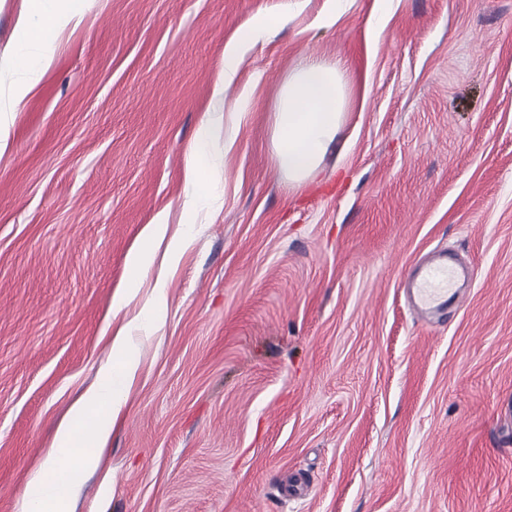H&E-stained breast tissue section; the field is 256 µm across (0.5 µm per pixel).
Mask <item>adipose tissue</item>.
<instances>
[{
	"instance_id": "ef3b65f1",
	"label": "adipose tissue",
	"mask_w": 512,
	"mask_h": 512,
	"mask_svg": "<svg viewBox=\"0 0 512 512\" xmlns=\"http://www.w3.org/2000/svg\"><path fill=\"white\" fill-rule=\"evenodd\" d=\"M32 10L41 23L23 28L16 50V70L36 71L44 64L41 48L54 34L59 19H77L74 5L59 0H31ZM247 95L225 104L223 111L204 113L193 157L186 171V182L194 190L191 207L206 198L200 181L202 164L212 157L226 156L246 115ZM346 106L342 74L336 66L303 58L285 80L273 114L272 148L278 171L290 188L298 189L318 178L322 161L333 143ZM190 243L187 231L170 232L167 219L146 225L128 256L129 267L137 272L149 269L154 261L177 263ZM141 283L134 278L115 292L110 357L96 381L74 402L69 416L57 429L54 446L45 463L27 480L18 502V512H73L72 505L86 474L97 468L106 437L127 404L129 388L138 363L131 354L135 332L146 334L160 323L157 302L147 299L132 318L122 311L139 295Z\"/></svg>"
}]
</instances>
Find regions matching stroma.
Instances as JSON below:
<instances>
[{
  "label": "stroma",
  "mask_w": 512,
  "mask_h": 512,
  "mask_svg": "<svg viewBox=\"0 0 512 512\" xmlns=\"http://www.w3.org/2000/svg\"><path fill=\"white\" fill-rule=\"evenodd\" d=\"M29 17L0 0V72ZM250 28L226 91L248 115L186 210ZM42 53L0 83V512L108 359L126 256L163 214L193 241L144 280L162 325L75 512H512V0H82ZM302 57L340 66L348 104L289 191L272 118ZM436 253L467 303L423 315L403 283ZM253 29L242 33L238 43L230 45L224 50V63L213 89L214 97L224 99L223 112L203 113L200 121L199 138L194 144L193 157L186 171V182L194 190L189 209L197 208L206 199L204 185L200 181L202 163L212 157H226L236 136L241 122L247 114L249 98L241 94L232 103L225 102L224 91L230 84L236 72L240 46L253 40Z\"/></svg>",
  "instance_id": "stroma-1"
}]
</instances>
